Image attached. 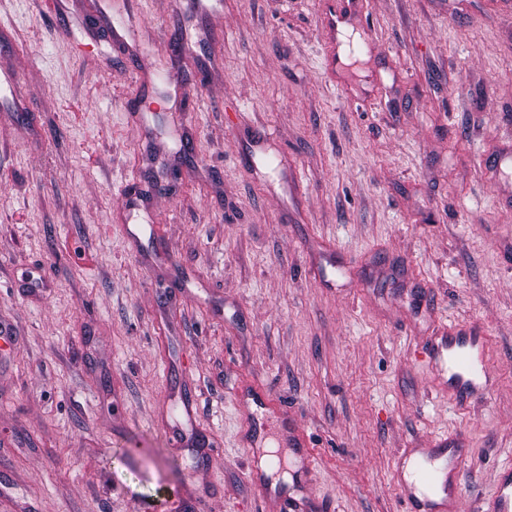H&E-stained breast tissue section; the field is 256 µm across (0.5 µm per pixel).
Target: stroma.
I'll list each match as a JSON object with an SVG mask.
<instances>
[{"label":"stroma","instance_id":"1","mask_svg":"<svg viewBox=\"0 0 512 512\" xmlns=\"http://www.w3.org/2000/svg\"><path fill=\"white\" fill-rule=\"evenodd\" d=\"M347 24L364 59L340 60ZM0 512H404V448L512 461V0H0ZM130 204L120 194L128 180ZM479 327L456 410L414 349ZM279 407L309 485L247 466ZM206 459L174 448L181 394Z\"/></svg>","mask_w":512,"mask_h":512}]
</instances>
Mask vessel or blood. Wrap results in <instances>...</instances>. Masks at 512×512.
<instances>
[{
    "mask_svg": "<svg viewBox=\"0 0 512 512\" xmlns=\"http://www.w3.org/2000/svg\"><path fill=\"white\" fill-rule=\"evenodd\" d=\"M423 355L428 368L446 377L448 393L459 408L487 395L492 370L486 342L472 329L436 337ZM469 454L459 444L404 449L396 464V485L407 512H465L459 474ZM494 484L482 512H512V463L499 469Z\"/></svg>",
    "mask_w": 512,
    "mask_h": 512,
    "instance_id": "obj_1",
    "label": "vessel or blood"
}]
</instances>
